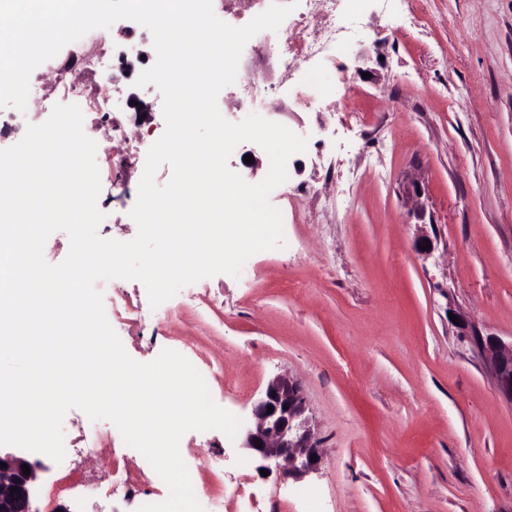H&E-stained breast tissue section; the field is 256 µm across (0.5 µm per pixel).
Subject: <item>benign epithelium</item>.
I'll return each mask as SVG.
<instances>
[{
  "label": "benign epithelium",
  "mask_w": 512,
  "mask_h": 512,
  "mask_svg": "<svg viewBox=\"0 0 512 512\" xmlns=\"http://www.w3.org/2000/svg\"><path fill=\"white\" fill-rule=\"evenodd\" d=\"M477 347L487 356L490 372L500 395L512 403V345L507 346L492 334L470 332ZM273 412H268V406ZM253 423L243 434L242 448L258 461L257 469L280 472L301 480L321 469L323 454L315 438L314 423L301 387L286 374L269 381L253 408ZM261 440L258 448L255 440ZM318 460L311 461V455ZM0 512H36L34 491L40 461L29 460L20 450L0 448ZM28 465L30 474L22 472Z\"/></svg>",
  "instance_id": "obj_1"
}]
</instances>
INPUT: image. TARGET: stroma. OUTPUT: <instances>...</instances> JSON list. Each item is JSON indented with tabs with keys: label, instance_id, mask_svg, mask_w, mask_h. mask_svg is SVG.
<instances>
[{
	"label": "stroma",
	"instance_id": "1",
	"mask_svg": "<svg viewBox=\"0 0 512 512\" xmlns=\"http://www.w3.org/2000/svg\"><path fill=\"white\" fill-rule=\"evenodd\" d=\"M392 0L367 35L326 65L345 91L306 109L297 78L273 79L257 114L306 137L295 183L271 193L284 244L151 307L145 286L103 288L130 357L188 354L220 407L249 421L268 382L297 380L324 462L295 483L259 477L218 430L181 439L201 506L221 512H512V403L497 392L468 327L512 342V0ZM399 38H391V31ZM387 112L386 122L349 120ZM105 218L98 233L135 238L146 155L112 165L110 120L95 135ZM421 195L409 197L413 186ZM430 249H422L423 240ZM78 448L44 458L35 505L99 512V488L127 477L110 512L168 488L111 421L63 420Z\"/></svg>",
	"mask_w": 512,
	"mask_h": 512
}]
</instances>
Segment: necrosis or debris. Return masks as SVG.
I'll use <instances>...</instances> for the list:
<instances>
[{"label":"necrosis or debris","mask_w":512,"mask_h":512,"mask_svg":"<svg viewBox=\"0 0 512 512\" xmlns=\"http://www.w3.org/2000/svg\"><path fill=\"white\" fill-rule=\"evenodd\" d=\"M302 10L283 21L278 31H261L245 45L233 92L237 110L252 109L270 97L275 86L263 73L280 70L300 75L306 107L331 96L322 79L323 63L333 61L356 39L359 27L371 0H299ZM111 58L104 47L71 56L61 65L56 76L60 98L81 110H95L107 115L127 111L128 102L120 92L102 94L71 81L72 71H84L93 81L105 80Z\"/></svg>","instance_id":"necrosis-or-debris-1"}]
</instances>
